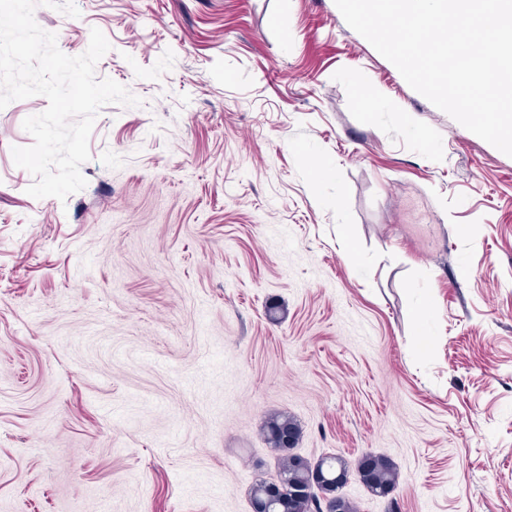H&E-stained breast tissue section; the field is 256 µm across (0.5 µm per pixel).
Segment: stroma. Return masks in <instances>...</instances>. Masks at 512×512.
Returning a JSON list of instances; mask_svg holds the SVG:
<instances>
[{"instance_id":"stroma-1","label":"stroma","mask_w":512,"mask_h":512,"mask_svg":"<svg viewBox=\"0 0 512 512\" xmlns=\"http://www.w3.org/2000/svg\"><path fill=\"white\" fill-rule=\"evenodd\" d=\"M75 4L142 104L63 202L12 157L47 99L0 109V512H251L277 412L395 464L359 512H512V157L334 0Z\"/></svg>"}]
</instances>
